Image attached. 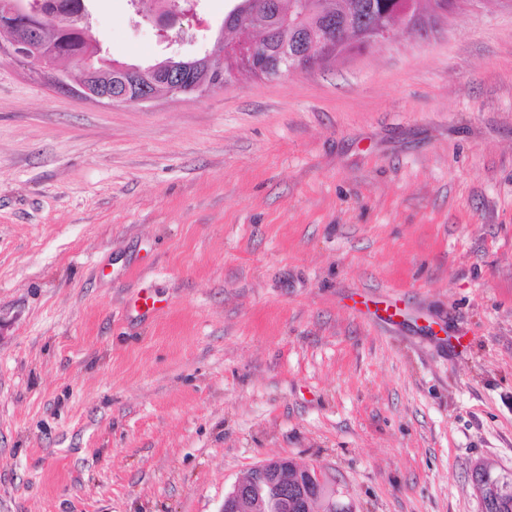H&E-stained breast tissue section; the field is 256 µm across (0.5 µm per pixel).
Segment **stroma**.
Returning a JSON list of instances; mask_svg holds the SVG:
<instances>
[{"label": "stroma", "instance_id": "stroma-1", "mask_svg": "<svg viewBox=\"0 0 512 512\" xmlns=\"http://www.w3.org/2000/svg\"><path fill=\"white\" fill-rule=\"evenodd\" d=\"M86 5L145 66L229 0L172 43ZM278 456L354 512H481L472 470L512 471V0L130 107L0 54V512H220Z\"/></svg>", "mask_w": 512, "mask_h": 512}]
</instances>
